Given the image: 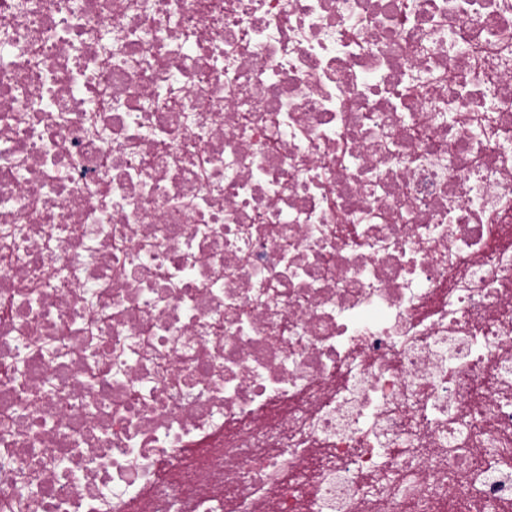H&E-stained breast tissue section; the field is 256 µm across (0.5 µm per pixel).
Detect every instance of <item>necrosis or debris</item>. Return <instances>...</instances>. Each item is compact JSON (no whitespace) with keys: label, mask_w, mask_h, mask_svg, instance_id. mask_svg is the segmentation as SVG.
<instances>
[{"label":"necrosis or debris","mask_w":512,"mask_h":512,"mask_svg":"<svg viewBox=\"0 0 512 512\" xmlns=\"http://www.w3.org/2000/svg\"><path fill=\"white\" fill-rule=\"evenodd\" d=\"M512 504V0H0V512Z\"/></svg>","instance_id":"1"}]
</instances>
